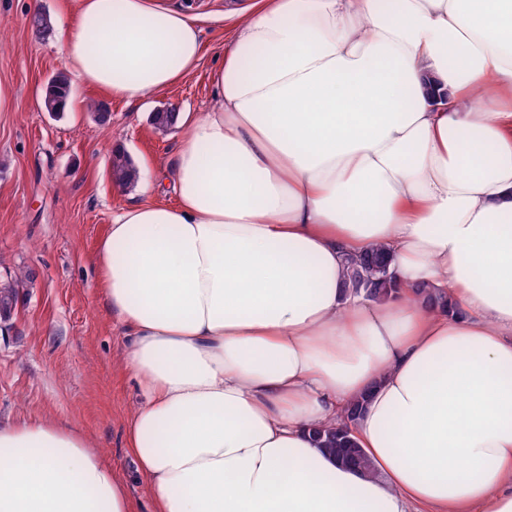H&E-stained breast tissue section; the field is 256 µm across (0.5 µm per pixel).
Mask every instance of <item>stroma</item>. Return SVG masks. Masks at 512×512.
<instances>
[{"mask_svg": "<svg viewBox=\"0 0 512 512\" xmlns=\"http://www.w3.org/2000/svg\"><path fill=\"white\" fill-rule=\"evenodd\" d=\"M166 2L203 18L197 69L135 103L74 79L73 105L58 115L45 110V88L65 70L58 33L75 19L78 0H0V87L14 97L13 107L0 111V276L16 268L36 274L19 289L10 327L0 330V426L77 423L123 477L137 512H153L125 446L142 391L123 365L125 330L101 293L93 257L113 216L142 200L143 185L155 201H174L168 168L183 134L156 130L150 117L212 105L210 74L229 37L222 17L248 0ZM39 10L54 24L45 40L28 25ZM94 102L109 107V123L95 121ZM117 138L140 172L139 184L121 191L111 172Z\"/></svg>", "mask_w": 512, "mask_h": 512, "instance_id": "1", "label": "stroma"}]
</instances>
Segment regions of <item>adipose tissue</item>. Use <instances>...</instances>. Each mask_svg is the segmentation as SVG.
I'll return each instance as SVG.
<instances>
[{
    "label": "adipose tissue",
    "instance_id": "adipose-tissue-1",
    "mask_svg": "<svg viewBox=\"0 0 512 512\" xmlns=\"http://www.w3.org/2000/svg\"><path fill=\"white\" fill-rule=\"evenodd\" d=\"M59 48L140 101L203 43L165 0H80ZM211 80L175 205L122 209L94 257L154 512H512V0H252ZM374 246L383 300L347 275ZM342 424L371 473L316 446ZM0 512L135 508L50 418L0 427Z\"/></svg>",
    "mask_w": 512,
    "mask_h": 512
}]
</instances>
